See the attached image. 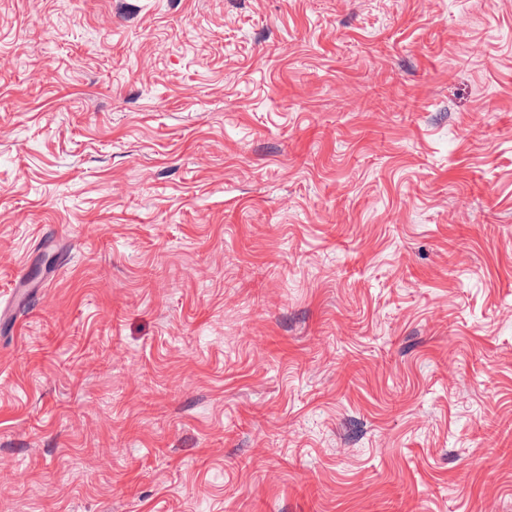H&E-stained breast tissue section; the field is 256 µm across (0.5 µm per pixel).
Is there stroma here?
<instances>
[{
    "label": "stroma",
    "mask_w": 512,
    "mask_h": 512,
    "mask_svg": "<svg viewBox=\"0 0 512 512\" xmlns=\"http://www.w3.org/2000/svg\"><path fill=\"white\" fill-rule=\"evenodd\" d=\"M0 512H512V0H0Z\"/></svg>",
    "instance_id": "1"
}]
</instances>
